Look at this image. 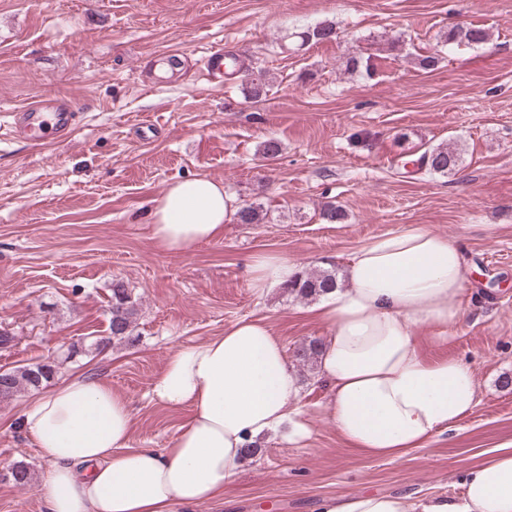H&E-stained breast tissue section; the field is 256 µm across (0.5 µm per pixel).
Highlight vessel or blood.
<instances>
[{
  "label": "vessel or blood",
  "instance_id": "b4317fda",
  "mask_svg": "<svg viewBox=\"0 0 512 512\" xmlns=\"http://www.w3.org/2000/svg\"><path fill=\"white\" fill-rule=\"evenodd\" d=\"M182 60L173 51L160 53L153 69L155 82L174 81L181 70ZM75 101L67 96H44L12 114V130L16 133L39 134L45 143L71 137L77 127Z\"/></svg>",
  "mask_w": 512,
  "mask_h": 512
}]
</instances>
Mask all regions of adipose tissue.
Returning a JSON list of instances; mask_svg holds the SVG:
<instances>
[{
    "instance_id": "1",
    "label": "adipose tissue",
    "mask_w": 512,
    "mask_h": 512,
    "mask_svg": "<svg viewBox=\"0 0 512 512\" xmlns=\"http://www.w3.org/2000/svg\"><path fill=\"white\" fill-rule=\"evenodd\" d=\"M236 209L212 179L174 182L153 209L151 239L162 252H189L222 239ZM249 272L262 295L298 267L270 253L252 258ZM466 281L457 242L423 225L388 232L348 255L344 284L316 308L329 327L317 374L331 388V419L352 448L399 459L471 413L470 365L426 358L415 337L425 327L447 340ZM150 393L188 412L160 452L132 448L130 404L99 378L63 381L30 402L23 426L51 463L38 487L47 512H175L217 499L237 478L247 445L296 414L300 385L280 337L262 320L241 319L223 335L171 353ZM463 488L452 503L330 496L320 512H512V448L471 468Z\"/></svg>"
}]
</instances>
